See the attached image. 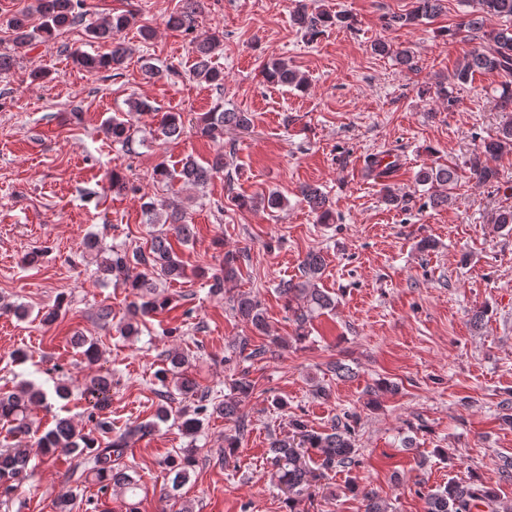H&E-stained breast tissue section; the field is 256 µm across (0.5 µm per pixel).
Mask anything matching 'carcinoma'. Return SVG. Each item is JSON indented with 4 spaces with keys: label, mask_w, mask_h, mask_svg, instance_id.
I'll list each match as a JSON object with an SVG mask.
<instances>
[{
    "label": "carcinoma",
    "mask_w": 512,
    "mask_h": 512,
    "mask_svg": "<svg viewBox=\"0 0 512 512\" xmlns=\"http://www.w3.org/2000/svg\"><path fill=\"white\" fill-rule=\"evenodd\" d=\"M202 0H183L181 10L170 16L169 26L180 32L193 29L194 17L201 10ZM443 8V0H414L413 9L405 14L393 15L389 19L392 26H408L436 17ZM134 14H121L105 18L99 22L87 19L84 0H34L31 7L13 14L6 22L10 40L19 47H35L54 39L60 32L82 26L89 38L112 42V50L103 55L74 53V59L81 67L90 72L118 70L123 66L127 49L116 41V36L126 29ZM489 18H500L509 23L503 28H487ZM38 23H33V20ZM349 17L345 14L327 12L308 13L301 5L294 12V22L312 38L321 31L336 24H346ZM464 27L479 36L485 43L483 50L470 55L453 73V80L468 82L479 70H497L512 75V0H476V9ZM223 46V38L209 36L193 42L196 63L192 70L193 77L217 89L224 85V70L213 63L216 52ZM268 82L292 87L303 91L307 79L290 68L283 60H274L265 67ZM251 118L247 112L224 108L217 104L214 109L200 118L198 125L202 136L215 143L224 137V129L234 127L246 129ZM184 128L183 115L180 112H166L159 123L160 134L167 139H177ZM106 134L112 142L132 150L133 128L126 119L112 117L105 127ZM512 152V115H509L498 127L496 135L484 139L468 160L470 174L482 184L493 183L498 179L497 170L489 160ZM367 169L376 176L387 177L395 171L393 162H384V157L371 154L366 160ZM224 148H219L207 165L199 164L189 156L182 160L179 170L180 178L191 185L199 186L208 182L215 172L224 170ZM458 179L456 170L446 167H427L419 171L416 182L426 187L427 201L424 206L436 208L449 204L450 190ZM302 200L315 212L320 223L327 224L332 218L329 200L317 187L304 186L300 189ZM231 205L238 208L262 207L279 209L283 206V197L270 193L260 197L231 196ZM149 223L168 224L177 241L187 243L193 237V226L186 223V212L179 205L168 204L163 212H157L156 205H146ZM240 255L233 252L224 253L221 268L211 276L210 292L215 295L226 293V285L235 280L239 273ZM322 256L309 253L304 259L302 271L305 281L293 282L283 280L277 285L279 294L288 300V311L298 330V338H303L307 322L318 311L332 309L336 301L328 293L316 288L313 280L321 272ZM97 272L104 276L111 275L125 284L134 297L131 302V320L123 323L120 332L124 336L138 334V326L132 318L147 315L168 305V300L155 294L158 282L184 277V265L175 252L167 234L159 233L150 242L148 249H137L131 253L116 247L110 249L109 256L102 259ZM233 308L243 321L256 331L266 330V321L260 301L249 296H240L234 300ZM248 342L239 343L238 350L232 352L224 361L235 358L244 360L263 359L268 354L264 347L247 350ZM168 367L157 371L155 378L165 388L164 398L173 402L177 399L190 400L198 398V405L193 409L183 408L177 414L165 406L156 412V421L131 426L126 432L112 435V423L105 417L112 400V374L99 373L85 382L81 396L88 405V428L78 427L68 418H58L54 427L40 439L44 453L53 455L61 452L81 459L87 466V473L93 476L99 492L107 493L112 487L135 494L139 489L138 480L129 474V467L120 464L127 454L129 440L137 435L153 431L157 422L175 419L180 422L184 436L196 441L204 429L207 411L221 413L227 420L236 424V434L224 439V455L239 446L241 435L247 431L248 421L240 414L237 403L226 399L209 407L205 405L207 396L198 394V385L182 372L185 358L172 351L167 357ZM47 402V393L42 387L23 381L14 389L0 392V422L8 426V433L13 437L27 436L31 430L28 410L32 404ZM290 435L270 442L269 453L272 454V482L287 495L288 506H293L294 496L304 492L309 485L311 470L309 463L315 462L323 470L348 468L357 464L355 439L351 425L333 426L329 432H316L308 428L304 421L295 418L291 423ZM195 463L194 449L183 448L180 452L167 457L163 465L172 475L170 485L164 497L176 499L178 491L189 479V470ZM29 455L24 448L0 449V488L4 492L12 490L10 482L20 480L26 475ZM349 490L362 495L365 512H388L379 498L371 491L360 486L356 481L349 485ZM498 493L493 487L482 483L464 485L450 481L447 485L430 491L426 495V512H496Z\"/></svg>",
    "instance_id": "carcinoma-1"
}]
</instances>
